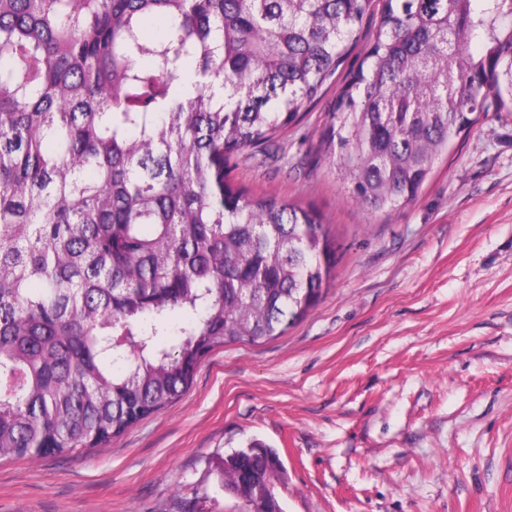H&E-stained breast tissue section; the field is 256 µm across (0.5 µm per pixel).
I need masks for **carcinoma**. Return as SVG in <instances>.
<instances>
[{
	"label": "carcinoma",
	"mask_w": 512,
	"mask_h": 512,
	"mask_svg": "<svg viewBox=\"0 0 512 512\" xmlns=\"http://www.w3.org/2000/svg\"><path fill=\"white\" fill-rule=\"evenodd\" d=\"M372 4L0 0V459L106 444L313 306L322 215L225 167L299 123ZM486 112L512 113V0H383L317 151L376 216ZM280 468L256 442L217 464L245 512H282Z\"/></svg>",
	"instance_id": "obj_1"
}]
</instances>
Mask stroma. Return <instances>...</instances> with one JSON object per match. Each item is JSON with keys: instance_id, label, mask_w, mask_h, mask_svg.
I'll list each match as a JSON object with an SVG mask.
<instances>
[{"instance_id": "stroma-1", "label": "stroma", "mask_w": 512, "mask_h": 512, "mask_svg": "<svg viewBox=\"0 0 512 512\" xmlns=\"http://www.w3.org/2000/svg\"><path fill=\"white\" fill-rule=\"evenodd\" d=\"M351 53L229 182L320 211L336 278L277 338L199 365L103 447L0 460V512H238L220 457L257 439L284 512H512V117L457 138L413 204L366 215L317 154Z\"/></svg>"}]
</instances>
